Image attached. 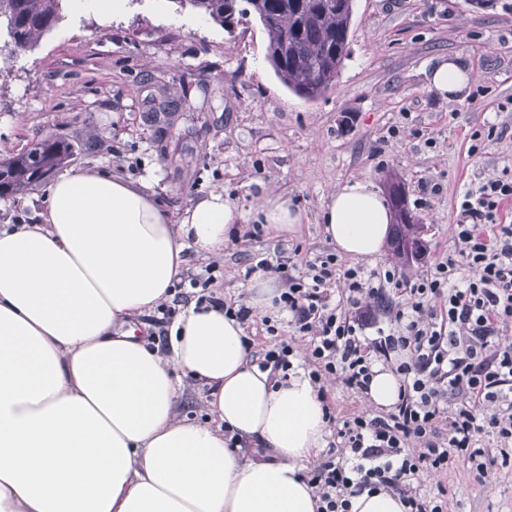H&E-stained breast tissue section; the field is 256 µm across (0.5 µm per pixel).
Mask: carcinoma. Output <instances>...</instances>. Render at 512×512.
I'll use <instances>...</instances> for the list:
<instances>
[{
    "label": "carcinoma",
    "mask_w": 512,
    "mask_h": 512,
    "mask_svg": "<svg viewBox=\"0 0 512 512\" xmlns=\"http://www.w3.org/2000/svg\"><path fill=\"white\" fill-rule=\"evenodd\" d=\"M65 0H0V49L14 57L47 35L63 17ZM207 14L230 31L252 16L268 35L267 58L275 74L296 95L314 100L336 82L349 56L353 0H174ZM72 147L56 138L29 144L0 161V198L15 195L56 170ZM385 185L395 210L392 254L404 261L410 231L404 182L391 174Z\"/></svg>",
    "instance_id": "1"
}]
</instances>
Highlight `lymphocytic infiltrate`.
<instances>
[{
  "mask_svg": "<svg viewBox=\"0 0 512 512\" xmlns=\"http://www.w3.org/2000/svg\"><path fill=\"white\" fill-rule=\"evenodd\" d=\"M511 199V177L465 193L454 226L456 254L418 283L393 269L360 266L337 274L332 253L308 261L299 276L291 274L285 253L257 261L285 283L273 303L305 340L314 384L339 378L364 394L378 363L400 381L390 411L342 420L324 458L308 472L321 512H348V495L368 487L395 491L407 512H447L443 495L421 492L419 474L447 468L455 458L483 473L477 442L485 432L498 435L503 463L512 462V345L502 342L512 325V225L496 221ZM216 280L210 264L177 282L171 302L157 308L158 328L170 324L196 288L208 292L209 303L248 321L250 307L210 294ZM378 312L391 323L366 339L362 331Z\"/></svg>",
  "mask_w": 512,
  "mask_h": 512,
  "instance_id": "obj_1",
  "label": "lymphocytic infiltrate"
}]
</instances>
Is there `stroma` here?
Returning a JSON list of instances; mask_svg holds the SVG:
<instances>
[{
	"label": "stroma",
	"mask_w": 512,
	"mask_h": 512,
	"mask_svg": "<svg viewBox=\"0 0 512 512\" xmlns=\"http://www.w3.org/2000/svg\"><path fill=\"white\" fill-rule=\"evenodd\" d=\"M259 22L227 33L174 0H124L112 15L75 13L17 57L0 53V161L54 137L72 145L66 167H95L131 180L151 177L162 208L178 217L193 199L221 189L242 213L216 263L214 294L248 303L247 268L275 252L297 266L335 252L321 224L329 193L352 178L382 189L403 180L407 206L425 224L424 260L364 259L425 277L457 248L462 196L512 174V0L472 12L467 0H354L350 55L335 85L314 101L284 86L267 59ZM470 73L464 100L430 89L443 55ZM176 101V111L157 113ZM480 140H473V133ZM48 181L0 199V225L34 223ZM283 196L304 220L288 237L248 232L260 202ZM336 419L375 416L363 395L326 383ZM423 491L448 492V512H512V464L476 475L467 464L424 471Z\"/></svg>",
	"instance_id": "obj_1"
}]
</instances>
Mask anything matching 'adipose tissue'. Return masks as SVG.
<instances>
[{
    "label": "adipose tissue",
    "instance_id": "adipose-tissue-1",
    "mask_svg": "<svg viewBox=\"0 0 512 512\" xmlns=\"http://www.w3.org/2000/svg\"><path fill=\"white\" fill-rule=\"evenodd\" d=\"M469 83L456 56L428 74L448 99ZM41 218L0 228V512H318L304 472L328 430L307 371L259 370L243 324L206 302L172 322L165 355L131 325L170 300L185 248L219 255L233 200L209 191L174 220L146 182L84 169L55 179ZM392 220L362 178L322 213L353 259L381 254ZM183 373L209 386L213 424L178 418Z\"/></svg>",
    "mask_w": 512,
    "mask_h": 512
}]
</instances>
